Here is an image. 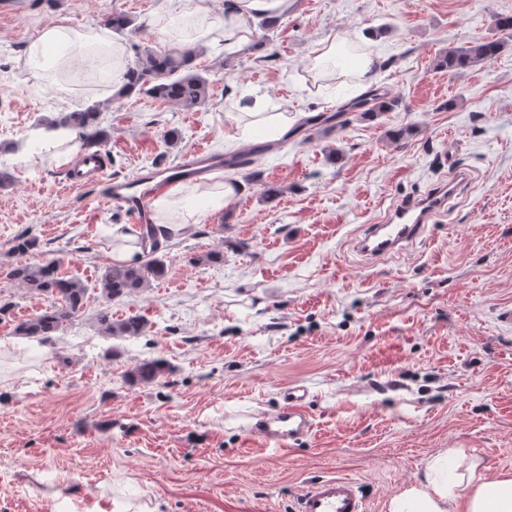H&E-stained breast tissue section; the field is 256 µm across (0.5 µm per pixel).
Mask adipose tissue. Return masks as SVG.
Wrapping results in <instances>:
<instances>
[{
	"mask_svg": "<svg viewBox=\"0 0 512 512\" xmlns=\"http://www.w3.org/2000/svg\"><path fill=\"white\" fill-rule=\"evenodd\" d=\"M282 0H228L225 19H214L209 0H191L189 7L174 14L171 0H163L156 11L153 25L162 41L172 48L207 45L216 41L241 44L252 40L253 29L247 26L249 17L258 14H277ZM126 46L115 40L109 29L88 27L77 30L65 25L45 28L28 50L29 68L44 73L49 66H66L79 62L83 67H96L104 55H112L115 64H122ZM375 62L365 43L336 35L314 44L307 59V70L313 79L366 82ZM234 131L227 134L235 144L248 135L270 132L281 136L293 126L295 119L287 112L270 111L261 100L241 106L233 117ZM56 148L57 163L65 164L80 145L75 136L64 128L40 129L19 141L16 156L21 161L33 160L42 150ZM239 184L217 182L200 194L196 203L176 204L168 197L155 201L157 220L176 213L177 223L196 224L224 209L238 195ZM459 452L444 451L428 465L427 472L417 485L394 496L389 512H452L456 500H463L464 512H512V473L503 472L489 478L480 471L477 462H469L465 474L455 472Z\"/></svg>",
	"mask_w": 512,
	"mask_h": 512,
	"instance_id": "obj_1",
	"label": "adipose tissue"
}]
</instances>
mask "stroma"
<instances>
[{
	"label": "stroma",
	"instance_id": "obj_1",
	"mask_svg": "<svg viewBox=\"0 0 512 512\" xmlns=\"http://www.w3.org/2000/svg\"><path fill=\"white\" fill-rule=\"evenodd\" d=\"M158 0H0V512H295L319 477L362 487L369 512L421 480L438 452L461 449L482 473L512 472V36L490 62L451 73L449 48L496 35L512 0H283L275 28L203 48L205 109L187 111L115 87L73 86L60 98L21 60L46 26L101 27L115 13L148 22ZM355 33L377 57L374 82L397 104L311 125L359 88L314 87L304 70L316 41ZM266 97L297 112L292 135L259 156L258 175L220 168L237 200L176 229L168 272L113 302L142 316L143 335H102L90 292L80 316L31 347L15 324L50 298L7 277L21 259L53 260L95 284L111 265L113 229L132 219L102 185L74 189L67 168L23 167L13 145L37 122L97 106L109 133L106 178L173 166L187 151L224 149L228 113ZM179 134L168 143L167 131ZM468 172L448 212L398 257L354 249L404 196ZM275 196H267V189ZM38 250L14 252L19 234ZM223 251L220 263L198 258ZM170 371L133 383L139 362ZM311 392L312 434L288 453L248 440L249 415L278 410L289 386Z\"/></svg>",
	"mask_w": 512,
	"mask_h": 512
}]
</instances>
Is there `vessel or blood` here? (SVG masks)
<instances>
[{
	"label": "vessel or blood",
	"mask_w": 512,
	"mask_h": 512,
	"mask_svg": "<svg viewBox=\"0 0 512 512\" xmlns=\"http://www.w3.org/2000/svg\"><path fill=\"white\" fill-rule=\"evenodd\" d=\"M218 165L207 148L186 152L174 166V178H158L151 181L145 191L136 192L128 178H113L108 181L106 198L111 205L121 208L135 223L145 224L150 220L147 198L159 194L172 186L174 179L202 180ZM104 156L99 149L82 152L79 159L67 172L71 187L82 188L105 179ZM455 191L451 182H443L421 197L401 199L380 224L366 225L356 239L355 248L370 260L401 253L420 238L427 226L447 207ZM310 397L307 387L295 385L283 396L284 404L272 417H261L247 430L248 435L258 438L262 446L278 451H287L290 443L309 435L313 421L306 404ZM297 512H368L366 500L357 482L340 476H323L311 482L298 498Z\"/></svg>",
	"instance_id": "obj_1"
}]
</instances>
